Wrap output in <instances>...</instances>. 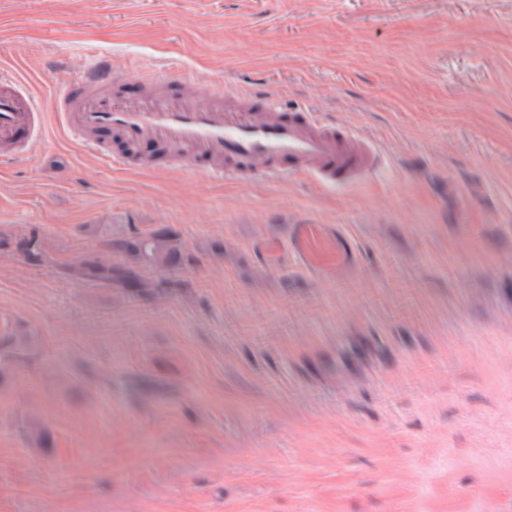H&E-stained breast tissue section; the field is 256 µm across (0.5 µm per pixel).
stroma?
<instances>
[{
    "mask_svg": "<svg viewBox=\"0 0 512 512\" xmlns=\"http://www.w3.org/2000/svg\"><path fill=\"white\" fill-rule=\"evenodd\" d=\"M99 55L310 103L384 171H120L54 127L0 163V512H512V0H0L46 108ZM304 223L359 274L268 251ZM160 229L142 287L65 272ZM17 250L22 254L25 260L31 264L44 265L48 262V257L44 252L41 243L35 237H24L16 242Z\"/></svg>",
    "mask_w": 512,
    "mask_h": 512,
    "instance_id": "1",
    "label": "stroma"
}]
</instances>
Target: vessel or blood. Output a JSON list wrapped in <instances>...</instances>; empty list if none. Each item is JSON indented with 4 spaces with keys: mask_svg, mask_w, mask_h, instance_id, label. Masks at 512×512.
<instances>
[{
    "mask_svg": "<svg viewBox=\"0 0 512 512\" xmlns=\"http://www.w3.org/2000/svg\"><path fill=\"white\" fill-rule=\"evenodd\" d=\"M86 153L127 170V147L152 170L195 169L209 180L297 176L346 190L373 173L378 156L356 128L340 124L310 104L283 111L272 94L249 90L190 92L170 78L146 72L118 75L111 59L83 67L46 114L20 80L0 76V158L26 160L42 143L48 118ZM119 134L123 150L103 146ZM288 247L308 269L327 274L357 264L349 241L325 224H292Z\"/></svg>",
    "mask_w": 512,
    "mask_h": 512,
    "instance_id": "b4317fda",
    "label": "vessel or blood"
}]
</instances>
